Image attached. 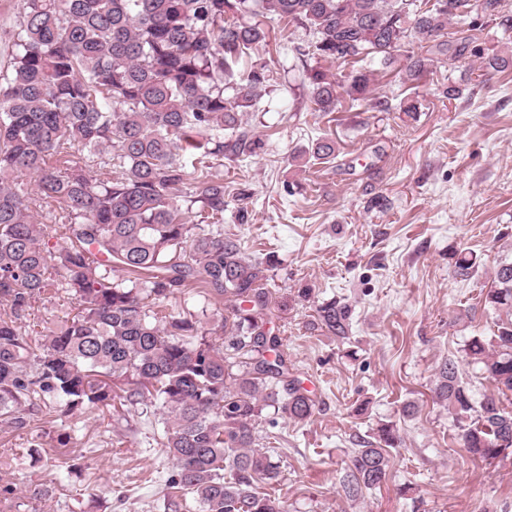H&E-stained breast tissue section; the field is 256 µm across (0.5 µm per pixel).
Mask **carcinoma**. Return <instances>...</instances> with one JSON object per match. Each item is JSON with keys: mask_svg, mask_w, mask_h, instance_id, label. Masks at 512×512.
I'll list each match as a JSON object with an SVG mask.
<instances>
[{"mask_svg": "<svg viewBox=\"0 0 512 512\" xmlns=\"http://www.w3.org/2000/svg\"><path fill=\"white\" fill-rule=\"evenodd\" d=\"M501 0H23L0 69V301L15 313L61 292L78 312L32 342L0 318V421L20 429L42 408L58 419L84 407L150 403L163 416L160 444L173 461L167 512H290L273 484L278 465L256 447L255 422L267 401L294 423L316 401L290 376L279 337L265 330L266 268L224 236V158L251 155L260 141L243 126L274 79L252 63L269 22L313 29L304 56L353 67L344 75L303 65L314 112L343 100L390 109L372 94L368 65L397 66L418 83L430 55L448 51V27H475L500 13ZM471 56L488 71L512 67V53ZM229 137H224V132ZM336 157L325 138L299 155ZM35 176L44 208L59 211L65 245L49 246L51 225L29 206L19 174ZM185 197L200 203L186 215ZM194 280L203 301H236L231 316L205 321L206 306L157 308ZM485 305L489 336L464 345L475 378L494 391L474 401L459 364L442 361L434 387L457 436L475 459L512 454V261L499 263ZM348 307L322 303L318 319L341 338ZM229 333L217 345L209 335ZM250 355L237 372L235 355ZM398 436L384 424L378 440L353 449L341 480L345 498L381 486Z\"/></svg>", "mask_w": 512, "mask_h": 512, "instance_id": "cac0c4a2", "label": "carcinoma"}]
</instances>
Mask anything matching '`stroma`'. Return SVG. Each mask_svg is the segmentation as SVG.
Here are the masks:
<instances>
[{
	"instance_id": "1",
	"label": "stroma",
	"mask_w": 512,
	"mask_h": 512,
	"mask_svg": "<svg viewBox=\"0 0 512 512\" xmlns=\"http://www.w3.org/2000/svg\"><path fill=\"white\" fill-rule=\"evenodd\" d=\"M315 39L305 26L274 23L250 58L278 73L243 124L256 153L225 162L224 233L240 239L266 269L272 314L290 373L317 401L294 423L266 408L257 444L279 466L278 495L290 512H512V455L471 460L445 407L435 403L439 365L460 359L474 397L491 391L465 364L468 337L490 335L484 303L496 266L512 260V70L481 79L468 41L503 51L497 21L483 19L470 39L452 33L418 84L396 70L373 85L391 108L311 111L293 76L296 48ZM463 89L443 97L447 82ZM415 100L414 112L401 102ZM336 142L327 164L295 161L317 140ZM249 197L237 201V189ZM473 255L468 275L456 261ZM336 299L351 308L347 339L321 328L316 309ZM77 312L65 294L32 303L18 324L39 337L46 323ZM411 415H403L406 403ZM393 423L399 444L381 487L349 500L339 491L355 437L372 439ZM76 430L58 443L64 426ZM159 410L86 408L66 423L46 413L26 428L0 423V512H164L173 465L158 444Z\"/></svg>"
}]
</instances>
